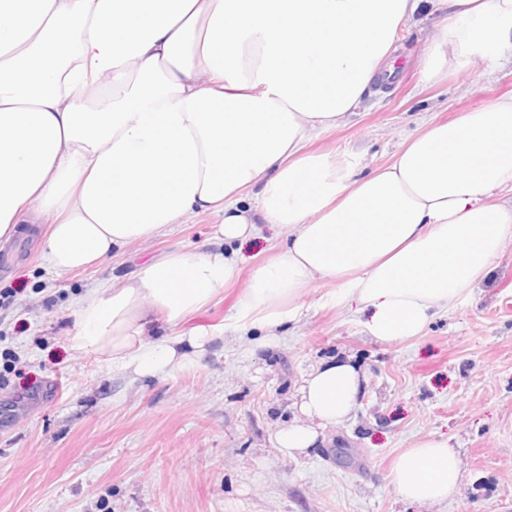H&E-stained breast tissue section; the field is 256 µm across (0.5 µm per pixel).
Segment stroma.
<instances>
[{"label":"stroma","mask_w":512,"mask_h":512,"mask_svg":"<svg viewBox=\"0 0 512 512\" xmlns=\"http://www.w3.org/2000/svg\"><path fill=\"white\" fill-rule=\"evenodd\" d=\"M439 14L422 10L395 43L403 63L371 87L343 125L310 150L335 153L357 177L390 162L424 120L447 121L512 96V62L484 59L425 80L419 64ZM209 214L173 225L90 268L52 270L47 225L21 224L0 243V512H512V240L474 294L416 339L380 342L341 281L305 288L300 311L275 335L237 333L253 269L287 232L261 226L227 244L239 274L191 324L223 326L203 359L153 376L70 349L86 293L132 278L176 251L208 247ZM351 359L365 374L358 407L306 454L290 457L277 434L299 418L311 367ZM451 439L463 477L455 495L403 501L388 475L415 442Z\"/></svg>","instance_id":"1"}]
</instances>
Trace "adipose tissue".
Masks as SVG:
<instances>
[{"mask_svg":"<svg viewBox=\"0 0 512 512\" xmlns=\"http://www.w3.org/2000/svg\"><path fill=\"white\" fill-rule=\"evenodd\" d=\"M445 19L421 60L445 67L512 54V0H0V241L50 222L58 271L209 213L211 248L174 252L83 301L71 349L157 374L216 328L188 319L237 275L224 246L274 224L288 238L256 267L240 317L273 329L302 288L340 280L377 340L404 342L453 310L512 239V97L428 121L392 161L355 178L308 143L340 126L379 80L422 4ZM176 334L155 335L157 323ZM347 362L304 377L296 456L357 406ZM448 440L416 442L389 479L405 500L453 496Z\"/></svg>","mask_w":512,"mask_h":512,"instance_id":"adipose-tissue-1","label":"adipose tissue"}]
</instances>
